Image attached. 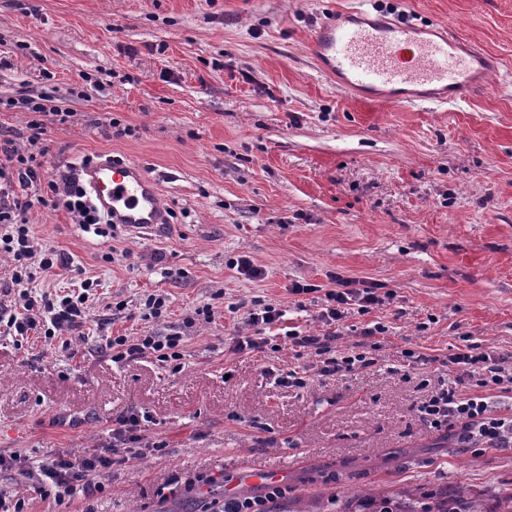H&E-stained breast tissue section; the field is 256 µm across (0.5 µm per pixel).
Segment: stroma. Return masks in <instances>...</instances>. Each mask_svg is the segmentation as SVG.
Here are the masks:
<instances>
[{
	"mask_svg": "<svg viewBox=\"0 0 512 512\" xmlns=\"http://www.w3.org/2000/svg\"><path fill=\"white\" fill-rule=\"evenodd\" d=\"M350 0H0V133L26 147L27 98L47 92L71 117L47 127V176L88 156L142 164L175 212L155 233L117 239L82 231L62 208L36 207L39 240L68 258L39 282L62 288L72 267L98 277L124 311L97 303L88 344L0 339V453L47 461L100 446L113 419L146 415L140 456L99 474L103 492L57 504L37 470L0 471V490L26 512H171L187 480L235 481L239 462L296 464L285 512H324L339 491L424 498L444 489L512 491V449L457 448L415 411L453 378L440 358L471 341L512 355V0H401L503 61L466 102L399 106L360 99L314 66L308 43L322 15ZM131 126L112 137L110 119ZM119 261L103 259L110 246ZM245 256L255 280L231 269ZM173 268L165 278L161 267ZM379 284L384 302L351 312L336 345L367 324L389 330L375 366L323 376L285 349L229 355L247 333L231 306H287L292 324L321 334L319 294L333 275ZM168 295L157 333L199 305L210 322L187 331L181 370L152 359L113 365L95 340L138 336L144 295ZM415 348L431 361L408 367ZM305 370L307 385L275 371ZM173 483L161 497L158 489Z\"/></svg>",
	"mask_w": 512,
	"mask_h": 512,
	"instance_id": "35a3bbf8",
	"label": "stroma"
}]
</instances>
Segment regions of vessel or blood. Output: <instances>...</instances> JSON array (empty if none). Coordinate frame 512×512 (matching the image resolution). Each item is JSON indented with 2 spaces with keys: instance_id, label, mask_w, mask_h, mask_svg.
I'll list each match as a JSON object with an SVG mask.
<instances>
[{
  "instance_id": "vessel-or-blood-1",
  "label": "vessel or blood",
  "mask_w": 512,
  "mask_h": 512,
  "mask_svg": "<svg viewBox=\"0 0 512 512\" xmlns=\"http://www.w3.org/2000/svg\"><path fill=\"white\" fill-rule=\"evenodd\" d=\"M353 15H323L310 57L329 79L356 95H377L403 105L447 104L483 91L502 70L501 59L447 26L416 24L382 9L378 0H355ZM96 207L113 224L144 232L169 221L158 183L139 163L111 158L82 166ZM288 474L287 464H245L239 481L262 486Z\"/></svg>"
}]
</instances>
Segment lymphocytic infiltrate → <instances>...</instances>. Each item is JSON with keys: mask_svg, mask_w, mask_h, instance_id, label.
Segmentation results:
<instances>
[{"mask_svg": "<svg viewBox=\"0 0 512 512\" xmlns=\"http://www.w3.org/2000/svg\"><path fill=\"white\" fill-rule=\"evenodd\" d=\"M32 118L28 123V149H21L13 139L0 138V256L9 267L10 286L0 301V324L5 325L14 341L27 339L37 332L45 340H60L62 349H69L65 337L82 327L94 303L100 302L97 278L81 280L79 287L50 291L37 287L39 278L64 266L65 260L55 248L41 244L27 220L33 205L64 207L77 224L87 228L102 223V216L90 205L78 176L63 174L45 178L42 163L31 146L37 145L47 121L66 123L68 115L56 106L29 101ZM45 183L44 195L31 198L24 191L35 183ZM333 286L320 290L315 284L292 283V295L322 293L320 320L326 328L323 335L311 336L290 325L283 306L263 300L252 301L244 311V321L253 329L251 335L231 337L233 354L261 353L291 348L317 357L321 374L360 373L374 365L362 344L336 349L337 328L350 310L368 313L382 299L373 286L354 287L352 280L337 275ZM185 338L182 332L167 334L149 332L140 336H110L98 349L110 356L113 363H130L143 358L181 368ZM456 375L452 381L426 396L417 411L430 428L456 436L464 448H511L512 413H494L487 401L488 391L512 393V372L499 352L478 345L466 344L446 359ZM141 420L131 413L112 423L111 436L101 447L78 453H67L47 462H37L44 494L62 501L88 490L93 478L102 469L111 467L114 455L122 449H133L141 443Z\"/></svg>", "mask_w": 512, "mask_h": 512, "instance_id": "lymphocytic-infiltrate-1", "label": "lymphocytic infiltrate"}]
</instances>
